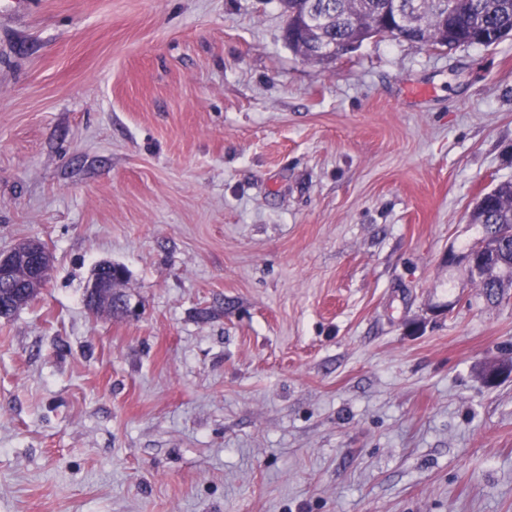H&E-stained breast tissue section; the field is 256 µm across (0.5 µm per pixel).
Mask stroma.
I'll return each instance as SVG.
<instances>
[{"label":"stroma","instance_id":"stroma-1","mask_svg":"<svg viewBox=\"0 0 512 512\" xmlns=\"http://www.w3.org/2000/svg\"><path fill=\"white\" fill-rule=\"evenodd\" d=\"M278 0L0 11V512H512V298L443 263L512 180V39L328 63ZM103 261L133 317L91 313ZM52 267V255L38 240L29 239L10 250L0 251V316L10 314L18 305L24 306L36 296ZM27 285L18 296L13 288Z\"/></svg>","mask_w":512,"mask_h":512}]
</instances>
